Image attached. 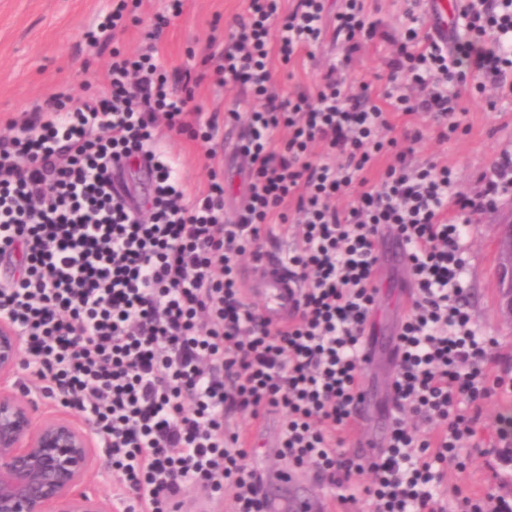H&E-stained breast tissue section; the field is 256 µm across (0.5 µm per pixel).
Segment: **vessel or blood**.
Listing matches in <instances>:
<instances>
[{
    "instance_id": "vessel-or-blood-1",
    "label": "vessel or blood",
    "mask_w": 512,
    "mask_h": 512,
    "mask_svg": "<svg viewBox=\"0 0 512 512\" xmlns=\"http://www.w3.org/2000/svg\"><path fill=\"white\" fill-rule=\"evenodd\" d=\"M460 8L458 0H427V16L432 31L447 33L448 18ZM249 291L262 299L261 316L274 324L287 322L298 299V286L288 276V259L281 251H263L255 262ZM315 480L295 478L282 472L265 477L267 512H323L311 489Z\"/></svg>"
}]
</instances>
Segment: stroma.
Here are the masks:
<instances>
[{
  "mask_svg": "<svg viewBox=\"0 0 512 512\" xmlns=\"http://www.w3.org/2000/svg\"><path fill=\"white\" fill-rule=\"evenodd\" d=\"M169 0H130L127 14L132 21L117 35L114 45L121 51L139 54L148 51V33L157 15L169 17L158 47V58L166 69L191 68L201 77L195 100L206 112H227L237 97L234 90L221 85L212 64L205 58L211 50L222 49L228 41L225 19L243 12L246 0H183L180 14H172ZM113 0H0V133L7 120L30 111L61 92L78 96L99 94L98 78L111 60L110 53H97L91 48V36L106 16L111 14ZM364 13L372 29L361 37V50L348 77L367 83L372 93H382L387 78L395 68L398 56L394 45L403 41L408 20L405 0H363ZM311 59L293 66L275 64L273 79L279 92L289 94L310 87L324 66L342 64L345 48L324 42L315 47ZM466 94L461 105L466 111L465 127L440 138L442 127L433 115L421 113L413 118L420 132L414 161L416 164L437 163L453 169L459 187L469 195L480 193L483 177L503 153H512V96L498 97L487 89L486 78L465 72ZM239 131L221 128L224 154L216 168H209L202 148L182 136L165 139L166 149L177 158L179 168L192 189L204 188L210 171H217L225 186L239 184L240 164L235 154ZM512 216V192L503 195L494 207L475 216L468 237L463 242L466 271L462 283L469 290L470 313L479 335L496 340V352L502 362L498 375L512 378V326L498 320V226ZM379 297L375 309V337L388 344L405 310L404 286L410 276L401 265L386 262L379 266ZM391 362L378 353L368 370V383L376 390V398L366 419L351 431L347 453H357L366 440L381 441L385 429L382 416L389 403L387 383ZM240 431L257 443L256 461L263 468L284 470L286 459L277 449L280 418L269 414L263 425L240 416ZM502 443L491 438L488 447L464 448L460 451L465 470L448 466L443 470L439 486L448 503L447 512H456L457 504L449 489L459 485L469 493L479 494L493 489L506 507L512 508V465L503 463L498 450ZM87 489L108 498L112 512H125L128 503L119 491V474L102 447L93 450V468L87 478Z\"/></svg>",
  "mask_w": 512,
  "mask_h": 512,
  "instance_id": "stroma-1",
  "label": "stroma"
}]
</instances>
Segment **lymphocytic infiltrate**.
I'll return each mask as SVG.
<instances>
[{
    "label": "lymphocytic infiltrate",
    "mask_w": 512,
    "mask_h": 512,
    "mask_svg": "<svg viewBox=\"0 0 512 512\" xmlns=\"http://www.w3.org/2000/svg\"><path fill=\"white\" fill-rule=\"evenodd\" d=\"M365 26L362 0H343L332 21L324 0H293L285 14L280 0H248L228 21L210 59L250 108L230 218L223 182L190 190L161 141L167 130L188 136L215 160L221 122L240 112L206 113L191 70H162L151 54L113 50L104 95L59 93L0 135V318L23 338L24 370L92 425L139 512H181L192 489L231 512H265L264 472L229 424L236 413L280 414L281 457L312 468L337 501L366 495L374 512H445L438 465L485 439L505 381L492 373V338L471 323L461 242L512 191V154L470 196L448 166L414 164L418 132L391 136L389 117L431 112L456 130L457 68L512 69V0H466L444 45L407 28L416 50L383 96L352 90L333 66L312 89L277 91L274 60L302 61L327 39L357 49ZM489 30L496 46L483 41ZM143 158L152 191L115 192L113 167ZM349 195L351 207H337ZM288 223L300 301L272 326L247 299L242 260ZM387 232L406 247L413 288L395 338L396 413L375 454L351 456Z\"/></svg>",
    "instance_id": "lymphocytic-infiltrate-1"
}]
</instances>
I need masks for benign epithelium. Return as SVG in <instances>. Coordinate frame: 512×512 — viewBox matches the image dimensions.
<instances>
[{
  "label": "benign epithelium",
  "mask_w": 512,
  "mask_h": 512,
  "mask_svg": "<svg viewBox=\"0 0 512 512\" xmlns=\"http://www.w3.org/2000/svg\"><path fill=\"white\" fill-rule=\"evenodd\" d=\"M499 302L512 324V221L499 225ZM23 337L0 319V512H112V502L82 488L94 436L67 416H34L37 387L19 380Z\"/></svg>",
  "instance_id": "1"
}]
</instances>
